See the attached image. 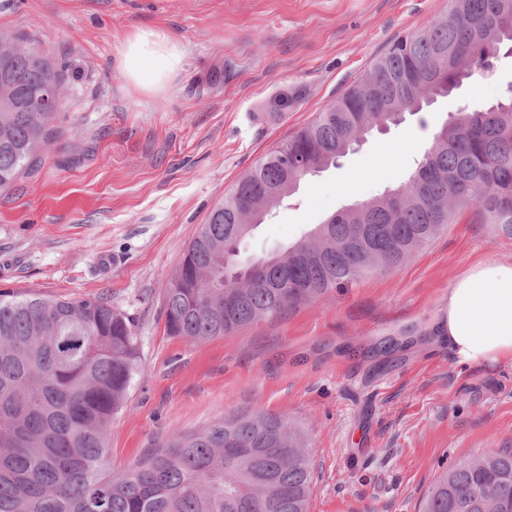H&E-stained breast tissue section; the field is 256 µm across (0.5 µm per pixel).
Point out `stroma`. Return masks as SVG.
Here are the masks:
<instances>
[{"instance_id": "stroma-1", "label": "stroma", "mask_w": 512, "mask_h": 512, "mask_svg": "<svg viewBox=\"0 0 512 512\" xmlns=\"http://www.w3.org/2000/svg\"><path fill=\"white\" fill-rule=\"evenodd\" d=\"M447 10L448 0H0V33L24 34L67 75L59 136L0 189V291L100 299L132 320L140 361L108 431L110 472L171 434L261 411L286 416L315 450L308 512H420L443 468L512 448V357L463 365L418 335L476 265L512 262V238L474 209L400 265L280 318L201 342L166 331V290L236 179L398 36ZM142 29L185 53L161 95L118 67ZM511 86L503 55L490 76L373 132L302 180L242 258L402 185L450 112Z\"/></svg>"}]
</instances>
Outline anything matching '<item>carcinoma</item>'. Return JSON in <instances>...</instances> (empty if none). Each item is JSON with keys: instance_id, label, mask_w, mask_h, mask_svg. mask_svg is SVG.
Here are the masks:
<instances>
[{"instance_id": "cac0c4a2", "label": "carcinoma", "mask_w": 512, "mask_h": 512, "mask_svg": "<svg viewBox=\"0 0 512 512\" xmlns=\"http://www.w3.org/2000/svg\"><path fill=\"white\" fill-rule=\"evenodd\" d=\"M0 38V188L57 137L65 73L44 51ZM512 54V0H449L448 13L400 37L293 137L239 177L190 242L166 291V330L201 341L314 302L432 242L476 209L512 236V87L449 115L400 187L315 225L243 268L237 245L359 138ZM140 358L132 321L102 300L0 292V512H307L313 449L281 416L244 412L172 435L129 470L105 467L112 418ZM422 512H512V448L439 474Z\"/></svg>"}]
</instances>
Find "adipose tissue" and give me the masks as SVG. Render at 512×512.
Listing matches in <instances>:
<instances>
[{
    "instance_id": "ef3b65f1",
    "label": "adipose tissue",
    "mask_w": 512,
    "mask_h": 512,
    "mask_svg": "<svg viewBox=\"0 0 512 512\" xmlns=\"http://www.w3.org/2000/svg\"><path fill=\"white\" fill-rule=\"evenodd\" d=\"M184 51L166 34L143 29L119 51L126 82L146 93H166L181 70ZM461 363H495L512 357V263L486 261L448 291L438 327Z\"/></svg>"
}]
</instances>
